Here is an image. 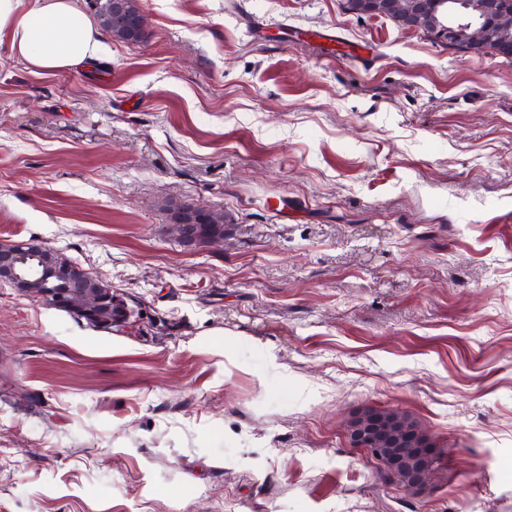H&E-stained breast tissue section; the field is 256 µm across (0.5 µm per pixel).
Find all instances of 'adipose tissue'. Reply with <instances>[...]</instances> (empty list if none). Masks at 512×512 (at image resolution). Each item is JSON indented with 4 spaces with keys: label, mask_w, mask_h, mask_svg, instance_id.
Segmentation results:
<instances>
[{
    "label": "adipose tissue",
    "mask_w": 512,
    "mask_h": 512,
    "mask_svg": "<svg viewBox=\"0 0 512 512\" xmlns=\"http://www.w3.org/2000/svg\"><path fill=\"white\" fill-rule=\"evenodd\" d=\"M30 71L80 70L101 58L103 35L81 0H0V35Z\"/></svg>",
    "instance_id": "ef3b65f1"
}]
</instances>
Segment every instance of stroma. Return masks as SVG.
<instances>
[{
	"label": "stroma",
	"mask_w": 512,
	"mask_h": 512,
	"mask_svg": "<svg viewBox=\"0 0 512 512\" xmlns=\"http://www.w3.org/2000/svg\"><path fill=\"white\" fill-rule=\"evenodd\" d=\"M141 6L83 70L0 37V242L152 316L0 283V512H512V58L343 0ZM370 409L438 448L428 495L349 446ZM222 212L206 210L192 203L179 205L173 213L171 226L178 242L189 249L208 246L224 240V235L209 231V225L221 222ZM27 249L38 252L42 258L46 254H55L59 256V261L51 264L39 276L22 278L16 267L20 255ZM92 278L100 279L98 288L88 287L87 280ZM0 283L9 284L22 296L37 297L46 302L53 300L58 307L97 328L112 330V325L134 327L148 319L146 313L142 316L144 312L139 303L135 302L132 308L129 307L113 295L112 286L103 279L80 265L70 263L58 250L35 240L0 243ZM34 285L40 289L37 295L30 292ZM112 310L117 314L100 321V313H112Z\"/></svg>",
	"instance_id": "stroma-1"
}]
</instances>
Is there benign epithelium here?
<instances>
[{
    "mask_svg": "<svg viewBox=\"0 0 512 512\" xmlns=\"http://www.w3.org/2000/svg\"><path fill=\"white\" fill-rule=\"evenodd\" d=\"M344 8L350 13L390 18L437 45L461 53L492 48L502 56L512 55V0H344ZM107 12L112 17V38L137 43L144 34L143 9L134 0H108ZM221 216L218 211L183 203L173 213L172 230L183 247H204L224 240V236L209 231V225L219 222ZM28 249L41 256L55 254L59 261L39 275L22 278L16 267ZM92 278L88 270L39 241L0 243V283L10 285L20 295L31 296L30 288L36 285L40 289L37 298L52 300L97 328L134 327L145 320L141 305L131 307L117 299L107 282L102 280L98 287L89 288L87 280ZM397 422L404 426L403 432L418 440L422 455L434 454L435 448L419 426L398 412L373 409L348 425L351 446L381 462L391 475L396 470L389 462V427Z\"/></svg>",
    "mask_w": 512,
    "mask_h": 512,
    "instance_id": "obj_1",
    "label": "benign epithelium"
}]
</instances>
